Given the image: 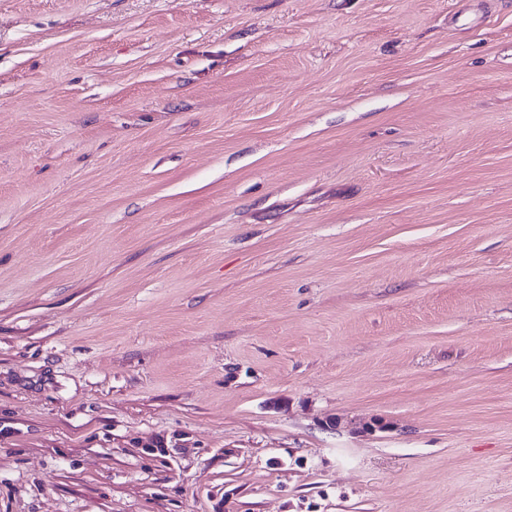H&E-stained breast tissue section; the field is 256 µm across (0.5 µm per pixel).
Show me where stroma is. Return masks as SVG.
<instances>
[{
	"instance_id": "stroma-1",
	"label": "stroma",
	"mask_w": 512,
	"mask_h": 512,
	"mask_svg": "<svg viewBox=\"0 0 512 512\" xmlns=\"http://www.w3.org/2000/svg\"><path fill=\"white\" fill-rule=\"evenodd\" d=\"M0 512H512V0H0Z\"/></svg>"
}]
</instances>
